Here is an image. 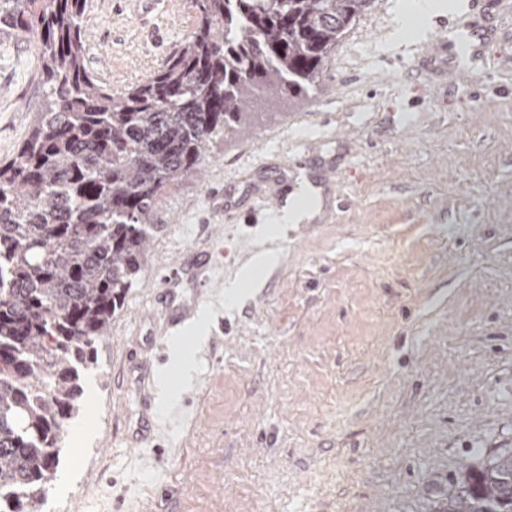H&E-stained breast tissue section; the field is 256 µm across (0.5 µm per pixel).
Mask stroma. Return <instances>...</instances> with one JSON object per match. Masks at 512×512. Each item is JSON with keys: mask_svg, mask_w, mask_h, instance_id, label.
<instances>
[{"mask_svg": "<svg viewBox=\"0 0 512 512\" xmlns=\"http://www.w3.org/2000/svg\"><path fill=\"white\" fill-rule=\"evenodd\" d=\"M402 0H374L333 51L321 90L248 137L213 147L171 190L144 272L84 372L94 391L65 432L58 512H441L459 474L512 450V0H445L414 41ZM191 0H88L86 66L115 89L144 81L194 26ZM492 26L482 67L415 68L443 26ZM48 86L33 39L0 34V160L26 139ZM333 168L322 224L251 222L250 184L290 159ZM236 202L215 210V197ZM261 250L276 266L226 297ZM208 263L207 336H159L172 267ZM136 348L160 385L141 426Z\"/></svg>", "mask_w": 512, "mask_h": 512, "instance_id": "35a3bbf8", "label": "stroma"}]
</instances>
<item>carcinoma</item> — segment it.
<instances>
[{"label": "carcinoma", "instance_id": "cac0c4a2", "mask_svg": "<svg viewBox=\"0 0 512 512\" xmlns=\"http://www.w3.org/2000/svg\"><path fill=\"white\" fill-rule=\"evenodd\" d=\"M86 4L0 0V31L36 40L50 89L0 162V512H35L48 492L158 201L200 173L214 141L255 129L253 103L320 89L372 0H192L189 37L121 91L85 65ZM444 512H512V451L466 470Z\"/></svg>", "mask_w": 512, "mask_h": 512}]
</instances>
